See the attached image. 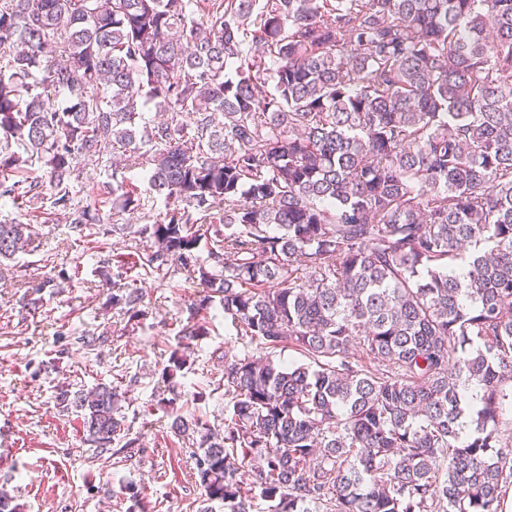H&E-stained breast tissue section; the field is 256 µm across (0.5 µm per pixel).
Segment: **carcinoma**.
<instances>
[{
    "label": "carcinoma",
    "mask_w": 512,
    "mask_h": 512,
    "mask_svg": "<svg viewBox=\"0 0 512 512\" xmlns=\"http://www.w3.org/2000/svg\"><path fill=\"white\" fill-rule=\"evenodd\" d=\"M206 2L0 0V199L81 233L99 219L75 161L140 162L147 197L117 164L97 195L162 200L161 221L108 233L152 240L144 276L202 288L169 376L212 309L265 350L224 359V432L170 415L196 436L199 512H501L512 0ZM33 237L0 222V261ZM141 299L112 289L130 322ZM288 346L309 363L275 362ZM122 398L54 396L98 454L129 435Z\"/></svg>",
    "instance_id": "1"
}]
</instances>
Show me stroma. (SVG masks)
I'll return each mask as SVG.
<instances>
[{"label": "stroma", "instance_id": "obj_1", "mask_svg": "<svg viewBox=\"0 0 512 512\" xmlns=\"http://www.w3.org/2000/svg\"><path fill=\"white\" fill-rule=\"evenodd\" d=\"M40 246L0 266V488L25 512H128L131 491L150 512H198L192 440L174 435L168 404L179 394L184 411L223 429L224 392L218 384L225 357L259 356L223 315L212 317L191 370L165 378L177 334L198 293L183 274L141 281L144 315L137 326L114 309L103 285L100 259L113 252L149 250L131 235L86 237L65 222L39 226ZM69 273L61 288L46 289L38 310L22 304L30 281ZM95 337L94 346L82 344ZM89 390L105 384L124 392L122 410L132 447L92 456L76 411H60L56 386ZM203 399H194L196 391Z\"/></svg>", "mask_w": 512, "mask_h": 512}]
</instances>
